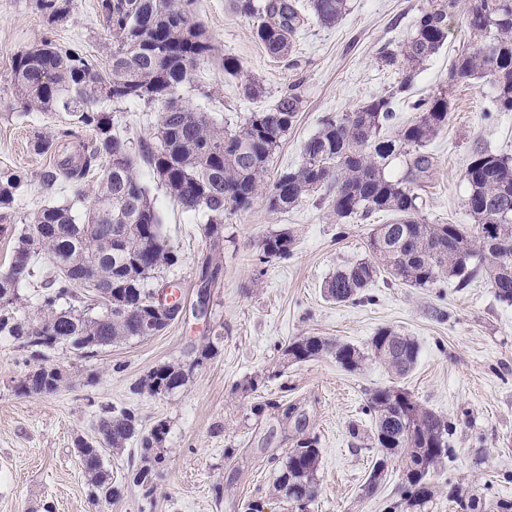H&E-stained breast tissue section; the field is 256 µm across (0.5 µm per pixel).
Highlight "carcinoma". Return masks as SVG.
I'll use <instances>...</instances> for the list:
<instances>
[{
	"label": "carcinoma",
	"instance_id": "carcinoma-1",
	"mask_svg": "<svg viewBox=\"0 0 512 512\" xmlns=\"http://www.w3.org/2000/svg\"><path fill=\"white\" fill-rule=\"evenodd\" d=\"M347 0H309L318 22L331 26L346 11ZM463 8L470 43L448 69L452 84L487 78L497 110L512 112V0H437L423 11L411 39L382 61L398 70L400 81L384 95L360 104L340 118L327 117L303 145V161L282 171L271 185L264 183L268 165L300 112L301 96L290 90L276 103L252 112L229 130L206 112L180 103L179 90L190 83L198 65L214 50L193 8V0H102L101 10L112 31V53L98 66L75 51H63L48 41L20 52L13 62V80L22 112H64L69 126L50 137L36 130L33 146L41 153L56 149V141L89 128L95 141L81 145L77 157L39 175L41 188L52 194L59 178L72 196L59 205L38 209L32 222L17 228L11 210L26 177L11 169L0 171L1 232L17 234L12 261L0 273V338H8L34 358L59 345L95 356L102 347L155 336L179 317L181 302L165 313L154 310L150 281L178 256L161 231L159 215L137 173V158L146 161L173 201L207 216L209 252L202 258L207 288L221 279L219 257L224 246V216L250 208L264 196L272 211H286L302 198L321 193L338 220L378 212L393 216L370 233V258L336 272L327 281V295L336 302L358 297L375 278L388 272L411 288H431L453 279L460 288L476 278L490 282L496 298L512 305V157L478 150L463 178L468 185L465 207L475 224L470 232L458 224H428L419 216L415 187L431 177L435 158L427 144L448 125V92L416 98L409 108L415 120L390 138L381 129L393 117V99L407 93L420 66L436 54L448 37V15ZM238 9L253 19L255 34L266 51L283 56L292 36L304 23L298 0H240ZM143 102L157 106L159 121L153 139L140 142L133 154L128 142L114 132L110 103ZM405 162L402 176L388 174L391 163ZM102 171L95 189L89 176ZM294 239L273 233L260 242V261L286 260ZM40 283L39 316L28 319L20 310V290L32 279ZM104 286L110 298L82 293L90 283ZM215 355L205 345L189 363L168 362L149 372L141 387L154 395L177 391L195 368ZM284 361L298 363L329 355L347 372L361 370L372 357L399 375L407 374L419 355L417 342L390 327L379 329L368 350L325 339L302 336L281 348ZM374 414L373 441L380 448L365 491L376 492L393 457L401 459L399 499L394 512H428L433 493L431 470L448 461V420L422 406L404 388L374 390L367 399ZM159 433L144 434L128 410L102 409L98 433L103 443L119 450L137 437L141 466L133 482L149 486L165 461ZM95 441L80 439L79 457L93 494L106 500L112 476L93 449ZM320 449L313 438H300L289 449L275 479L289 512H308L317 497ZM448 500L460 512H512V499L482 498L458 485H448Z\"/></svg>",
	"mask_w": 512,
	"mask_h": 512
}]
</instances>
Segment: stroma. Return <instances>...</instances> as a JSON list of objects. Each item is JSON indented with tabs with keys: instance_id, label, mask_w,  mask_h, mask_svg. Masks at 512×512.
I'll return each mask as SVG.
<instances>
[{
	"instance_id": "35a3bbf8",
	"label": "stroma",
	"mask_w": 512,
	"mask_h": 512,
	"mask_svg": "<svg viewBox=\"0 0 512 512\" xmlns=\"http://www.w3.org/2000/svg\"><path fill=\"white\" fill-rule=\"evenodd\" d=\"M40 0H0V168L22 171L27 183L14 205L16 222L48 202H65L68 190L43 193L38 177L54 162L38 153L33 131L53 134L66 113L21 114L13 87L15 56L42 41L106 62L112 36L101 0H69L64 21L49 22ZM432 0H347L332 26L306 16L291 51L271 56L259 42L253 21L236 0H195L194 9L218 55L202 63L183 102L211 112L236 128L250 113L274 104L298 85L301 110L265 175L298 166L302 147L323 119L353 111L397 83L383 66L384 47H397L414 32L421 10ZM469 40L462 13L448 20V40L420 69L414 96L447 89L448 125L428 144L436 166L421 189L422 216L430 224L471 227L464 207L463 172L477 149L512 156V112L496 111L488 80L448 82V67ZM242 65L225 74L222 53ZM257 82L262 94L245 99L240 85ZM111 111L132 144L151 138L159 114L142 103H115ZM139 174L159 213L162 232L179 257L162 271L161 283L175 282L186 309L158 335L123 341L83 357L60 346L48 362L66 375L53 394H20L29 371L27 353L0 339V512H246L248 501L264 500L270 512H285L274 481L280 462L298 438L314 437L321 452L318 495L310 512H387L401 475L391 459L374 495L364 487L379 455L375 420L365 405L371 391L405 388L423 406L450 421L452 454L432 478L430 512H455L448 486L461 483L480 496L512 497V306L499 302L486 280L468 287L444 280L430 288L401 284L381 273L357 302L327 298L324 285L337 270L368 258L367 241L386 212L369 219L336 221L319 196L303 198L285 212L268 209L264 198L224 219V273L211 290L209 318H196L197 262L209 248L204 214L173 203L148 164ZM289 232L291 258L260 262L266 235ZM382 327L410 336L420 346L412 371L403 377L377 360L360 371H344L329 356L284 363L281 349L301 336H322L366 348ZM216 355L198 367L188 384L169 395L142 389L148 372L163 363L187 362L207 343ZM294 406L290 418L281 409ZM135 411L142 431L166 421L162 443L166 466L152 488L127 480L140 458L134 444L107 450L106 465L121 485L119 498L95 497L76 453L78 439L97 435L103 407Z\"/></svg>"
}]
</instances>
